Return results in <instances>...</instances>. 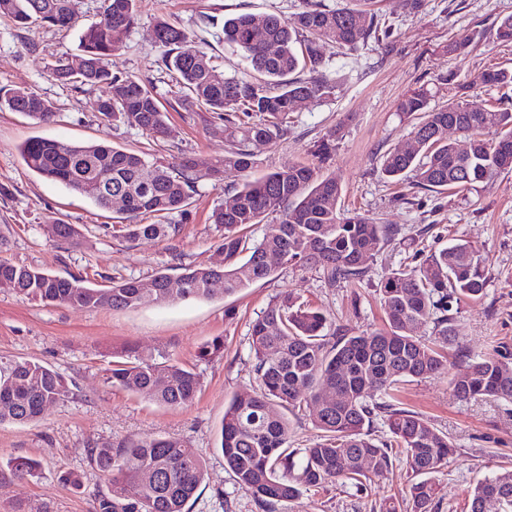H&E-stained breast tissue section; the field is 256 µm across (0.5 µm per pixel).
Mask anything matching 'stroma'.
I'll use <instances>...</instances> for the list:
<instances>
[{"label":"stroma","instance_id":"obj_1","mask_svg":"<svg viewBox=\"0 0 512 512\" xmlns=\"http://www.w3.org/2000/svg\"><path fill=\"white\" fill-rule=\"evenodd\" d=\"M307 0H138L137 20L113 58L123 72L153 81L170 107L169 137L151 142L126 125L96 118L98 89L63 85L48 70L53 55L75 51L78 29L33 26L8 30L0 24V84L32 87L56 107L53 122L36 125L26 116L0 112V258L59 276L81 275L105 286L117 278H147L157 271L178 276L179 266L212 262L221 233L209 222L227 189L240 186L287 162L311 163L313 144L329 130L339 132L327 171L343 187L341 208L397 228L394 241L373 251L361 282L329 286L319 274L296 266L253 284L232 296L164 302L138 309L79 310L28 301L0 289V355L50 366L72 381V398L46 409L27 424L0 425V460L28 457L39 462L37 475L18 478L0 470V512H92L105 483L91 464L88 450L129 438L174 436L183 439L205 462L204 480L187 505L188 512H259L254 496L224 468L218 433L224 405L254 379L250 350L252 323L268 304L289 292L328 317V333L357 335L383 327L377 286L392 272L418 265L431 252L455 239L476 246L487 280L484 296L453 305L459 326L456 343L437 339L432 326L419 335L436 341L449 355L445 373L401 385L395 400L424 415L454 447L434 475L441 492L433 512H469V496L478 481L512 468V402L459 401L451 376L465 372L473 357L500 347L512 355V172L492 185L440 193L385 179L380 159L411 139V122L399 117L398 101L422 85L436 88L432 102L444 104L454 74L472 86L476 106L512 108V86L478 84L491 68L512 67V44L496 41L493 29L512 16V0H423L407 9L402 0H372L384 34L355 54L333 43L321 51L327 74L337 89L321 103L298 105L288 116L286 137L257 146V164L244 173L226 171L223 184L200 177L180 234L164 242H128L112 238L103 227L115 210H103L61 184L45 180L23 163L20 145L33 136L93 141L116 148L142 150L165 166L179 168L184 157L202 161L224 156V125L210 112L180 104L162 69L153 40L159 19L178 22L210 46L213 62L225 74L242 71L246 61L224 43L225 18L248 13L255 20L276 14L292 18ZM467 42L464 54H449V41ZM79 225L78 243L45 237L48 217ZM224 354L198 358L215 338ZM131 346L145 359L173 358L200 375L191 404L179 409L159 406L149 397L128 393L106 382L114 350ZM63 471L83 476L79 491L58 480ZM404 460L393 462L366 490L349 485L301 488L277 512H373L380 498L406 484Z\"/></svg>","mask_w":512,"mask_h":512}]
</instances>
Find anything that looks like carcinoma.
Returning <instances> with one entry per match:
<instances>
[{
  "mask_svg": "<svg viewBox=\"0 0 512 512\" xmlns=\"http://www.w3.org/2000/svg\"><path fill=\"white\" fill-rule=\"evenodd\" d=\"M137 0H100V19L86 26L76 53H62L49 70L59 80L101 89L103 108L98 120L121 122L149 140L170 134L166 109L148 81L112 70V56L134 28ZM79 0H0V17L26 28L38 22L59 30L78 24ZM379 21L367 10L328 9L311 0L290 19L268 15L257 22L248 14L224 20V42L241 51L251 70L227 76L213 65L206 43L179 27L160 20L153 37L162 48L161 63L169 72L182 101L202 106L224 122L228 149L210 162L187 157L174 174L144 152L96 143L69 142L40 136L19 147L26 167L108 207L109 196L127 199L125 217L111 225L112 236L126 241H165L179 235L174 218L187 214L197 187V172L224 181V171L246 172L256 164L254 148L288 135V114L295 101L307 97L318 103L334 94L336 84L326 74L320 43L330 41L355 52L371 39L379 40ZM488 86L512 84V69L481 72ZM115 85L124 88L112 96ZM448 101L430 106L432 93L420 88L405 95L396 110L416 117L411 134L416 147L381 157V172L394 183L404 178L426 190L466 189L491 184L512 171V110L483 109L468 102L469 85L448 75ZM20 112L35 124L55 117L53 103L32 88L0 86V107ZM462 131V142L448 140V125ZM493 129L495 140L483 138ZM336 149V131L314 145L318 163L288 162L227 191L210 216L224 231L218 251L223 265L182 267L183 287L167 296L170 276L158 271L142 287L139 278L114 280L106 287L82 278L62 277L0 258V288L46 304L99 310L139 308L171 299L211 298L214 279L223 281L224 295H233L295 265L315 270L334 286L364 278L370 252L394 240L398 229L378 224L362 214L338 206L342 186L325 175L322 165ZM157 222L133 224L140 215ZM260 240L247 230L271 216ZM46 235L60 242H76V225L53 220L43 225ZM277 257L275 263L268 258ZM486 279L479 250L460 240L426 257L422 263L394 272L378 289L386 327L358 335L327 336L328 318L319 309L297 303L289 293L279 295L250 330L255 359L254 384L236 392L224 407L220 448L224 468L249 490L262 512L294 498L302 487L350 483L363 489L385 476L393 448L371 437L374 421L384 420L393 442L405 457L411 479L401 492L383 499L380 512H432L438 495L433 474L453 453L448 436L435 430L422 414L395 407L373 395L391 396L400 384L440 373L448 359L415 329L433 323L435 333L455 340V318L448 315L453 300L483 297ZM108 383L132 394H147L168 408L190 404L200 388L199 375L182 363L154 362L128 350L114 352ZM461 401H512V358L501 350L474 358L469 369L451 380ZM331 390L321 400L325 390ZM71 393L66 378L38 362L0 357V424H26ZM318 406L311 422L317 440L305 448L288 445L290 426L284 409ZM91 464L106 484L96 498L94 512H185L204 476L205 463L181 439H129L117 446L88 448ZM17 477L31 475L36 461L14 458L6 462ZM506 493L512 496V471L479 482L471 494L470 512H484V504Z\"/></svg>",
  "mask_w": 512,
  "mask_h": 512,
  "instance_id": "obj_1",
  "label": "carcinoma"
}]
</instances>
